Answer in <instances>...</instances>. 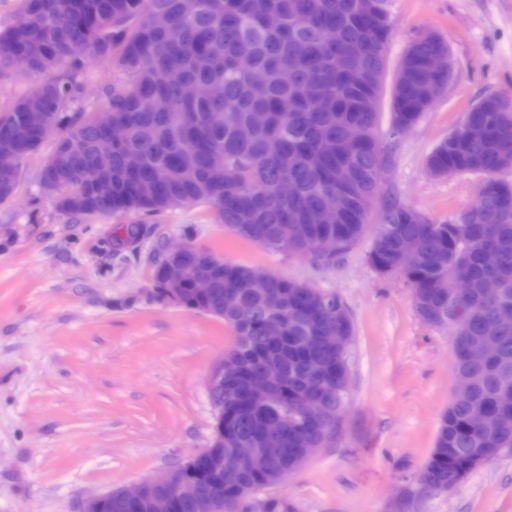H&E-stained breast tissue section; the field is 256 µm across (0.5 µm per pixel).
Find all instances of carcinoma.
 <instances>
[{
	"label": "carcinoma",
	"instance_id": "1",
	"mask_svg": "<svg viewBox=\"0 0 512 512\" xmlns=\"http://www.w3.org/2000/svg\"><path fill=\"white\" fill-rule=\"evenodd\" d=\"M358 0H200V9L185 16L180 0H21V17L0 31V75L12 70L18 55L28 71L40 77L0 116V153L15 156L0 169V202L18 189L25 160L45 136L26 129L31 108L46 112L53 129H64L46 160L41 183L53 182L72 194L61 210L74 216L156 214L203 204L219 223L240 237L330 266L364 234L380 189V174L390 163L377 133L379 92L386 45L393 23L376 28L357 12ZM164 15L169 28L153 24ZM277 15L278 27L267 25ZM75 41L91 44L89 55L71 60ZM448 43L428 34L407 47L392 88V120L415 123L448 87V77L428 69L427 60ZM348 65L336 69V53ZM112 64L126 75L102 89L104 107L90 115L69 112L79 90L76 76L86 63ZM284 67L294 78L285 83ZM263 75L255 83L252 75ZM224 86V98L209 95ZM481 132L458 125L429 154L427 168L439 177L453 171L477 173L485 191L463 210V224L437 223L397 202L386 205L369 252L382 273H397L405 241L419 251L418 266L403 274L410 283L419 317L448 329L454 354L462 344L493 336L497 358L483 368L467 369L472 393L452 399L443 412L434 448L419 478L446 483L471 472L469 463L482 452L494 455L512 448V413L496 402L504 378L512 375V183L498 174L512 160V112L499 110V97L481 99ZM254 112L266 113L264 125L247 139L237 134ZM126 128L124 143L102 160L95 144L109 122ZM138 152L137 173L126 172L123 154ZM292 167L296 194L283 199L275 192L278 172ZM350 166L360 176L350 191L337 224L318 221L324 194L336 188V169ZM249 224L242 230L241 223ZM333 234L334 255L317 243ZM191 273L213 280L203 301L187 294L184 304L209 311L231 325L233 347L224 354L228 366L224 391V426L244 442L261 443L262 423L279 413L288 424L290 448H320L331 438L327 425L340 422L348 394L342 390L348 358L320 336H351V319L335 294L324 301L305 283L273 274L269 287H248L250 269L219 265L216 257L192 248ZM470 288L448 297L454 282ZM495 278L496 295L483 292ZM279 340L272 341L270 337ZM274 368L266 404L250 400L249 378ZM331 391L319 400L317 382ZM482 410L486 420L469 422ZM267 485V477L236 462L224 447V474H198V489L224 503V512H243L244 496Z\"/></svg>",
	"mask_w": 512,
	"mask_h": 512
}]
</instances>
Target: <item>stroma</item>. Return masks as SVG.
Segmentation results:
<instances>
[{"label": "stroma", "mask_w": 512, "mask_h": 512, "mask_svg": "<svg viewBox=\"0 0 512 512\" xmlns=\"http://www.w3.org/2000/svg\"><path fill=\"white\" fill-rule=\"evenodd\" d=\"M378 133L392 165L382 198L452 220L481 176L432 177L426 159L481 97L512 99V0H391ZM448 43L453 79L413 129L391 134V86L419 36ZM121 71L94 62L69 109L90 114ZM48 137L0 203V512H81L89 497L128 488L206 448L214 424L206 379L235 341L211 314L159 298L155 259L186 242L224 262L279 274L344 302L354 326L351 391L334 437L281 484L255 492L292 512H512V449L445 493L418 491L454 392L446 329L418 316L398 274L368 259L381 208L336 265L269 250L190 205L145 219L72 217L42 191Z\"/></svg>", "instance_id": "obj_1"}]
</instances>
